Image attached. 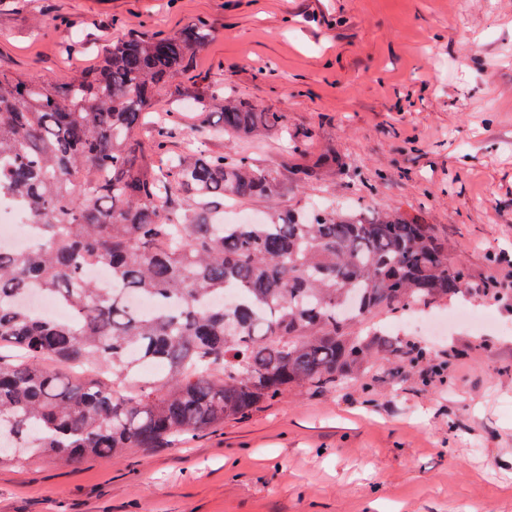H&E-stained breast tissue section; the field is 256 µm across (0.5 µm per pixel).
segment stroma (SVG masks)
<instances>
[{
    "mask_svg": "<svg viewBox=\"0 0 512 512\" xmlns=\"http://www.w3.org/2000/svg\"><path fill=\"white\" fill-rule=\"evenodd\" d=\"M203 22L214 39L157 96L180 152L205 86L286 116L279 135L214 138L255 154L292 188L278 201L358 199L421 216L472 283L512 277V0H0V72L64 80L107 47ZM333 151L372 194L358 198ZM441 333L387 320L431 354L444 381L379 374L357 386L294 391L187 443L77 464L0 469V512H512V310L459 299L434 307Z\"/></svg>",
    "mask_w": 512,
    "mask_h": 512,
    "instance_id": "stroma-1",
    "label": "stroma"
}]
</instances>
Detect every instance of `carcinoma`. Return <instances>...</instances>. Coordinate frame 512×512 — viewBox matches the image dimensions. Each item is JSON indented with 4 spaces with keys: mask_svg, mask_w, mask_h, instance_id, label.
Instances as JSON below:
<instances>
[{
    "mask_svg": "<svg viewBox=\"0 0 512 512\" xmlns=\"http://www.w3.org/2000/svg\"><path fill=\"white\" fill-rule=\"evenodd\" d=\"M214 32L130 39L63 83L0 73V196L22 207L36 244L0 250V467L71 464L167 448L248 417L291 390L365 380L426 352L372 323L469 293V274L434 226L398 209H272L265 221L216 224L224 199L275 201L280 172L247 153H170L155 92ZM224 98L202 144L288 134L279 112ZM112 272L107 292L87 274ZM36 285L72 312L41 316L15 299ZM241 288L231 304L224 292ZM133 297L177 306L143 314ZM95 377L73 382L45 362Z\"/></svg>",
    "mask_w": 512,
    "mask_h": 512,
    "instance_id": "cac0c4a2",
    "label": "carcinoma"
}]
</instances>
